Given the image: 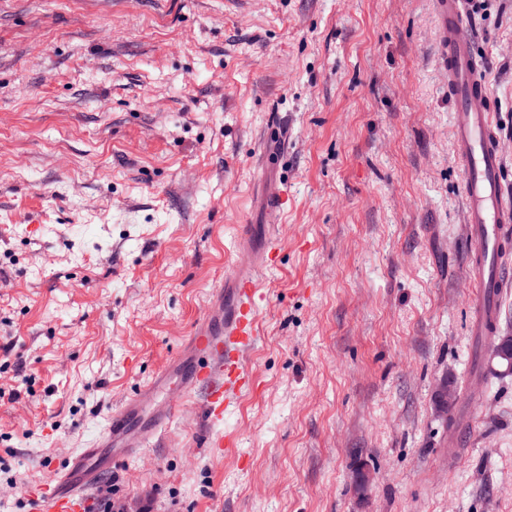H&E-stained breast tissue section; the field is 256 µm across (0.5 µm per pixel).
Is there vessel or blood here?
Returning a JSON list of instances; mask_svg holds the SVG:
<instances>
[{
	"instance_id": "1",
	"label": "vessel or blood",
	"mask_w": 512,
	"mask_h": 512,
	"mask_svg": "<svg viewBox=\"0 0 512 512\" xmlns=\"http://www.w3.org/2000/svg\"><path fill=\"white\" fill-rule=\"evenodd\" d=\"M435 6L453 102L456 152L464 172L470 280L476 301L473 333L493 336L499 326L497 304L512 284V272L507 269L512 198L503 185L504 162L490 108L488 64L478 59L466 34L461 0H435ZM278 258L270 237L250 266L233 263L179 355L181 369L157 376L107 416L91 447L80 449L54 481L34 491L41 512H85L87 491L120 457L147 447L179 416L188 396L203 393L208 423L223 424L235 397L255 387L248 357L257 345L267 301L256 272L276 267ZM102 448L111 449L109 458L99 456Z\"/></svg>"
}]
</instances>
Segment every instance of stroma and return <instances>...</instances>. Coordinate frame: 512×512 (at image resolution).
<instances>
[{"label": "stroma", "mask_w": 512, "mask_h": 512, "mask_svg": "<svg viewBox=\"0 0 512 512\" xmlns=\"http://www.w3.org/2000/svg\"><path fill=\"white\" fill-rule=\"evenodd\" d=\"M468 33L512 193V0ZM452 111L432 0H0V512H39L28 486L169 369L237 230L272 223L237 446L202 448L189 397L115 471L132 512H512Z\"/></svg>", "instance_id": "obj_1"}]
</instances>
